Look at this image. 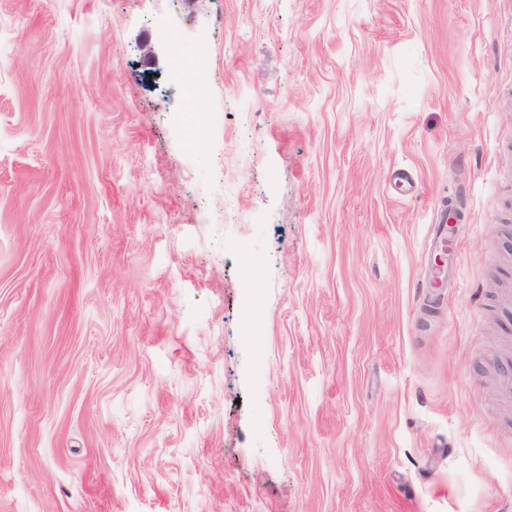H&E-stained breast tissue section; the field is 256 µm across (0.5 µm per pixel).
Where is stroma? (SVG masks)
Listing matches in <instances>:
<instances>
[{
  "mask_svg": "<svg viewBox=\"0 0 512 512\" xmlns=\"http://www.w3.org/2000/svg\"><path fill=\"white\" fill-rule=\"evenodd\" d=\"M508 99L512 0H0V512H512ZM450 223L461 224L448 221V214L440 216L432 224L430 247L433 248L434 253L445 255L456 251L457 234L460 233V228L457 229L458 233L456 235L448 236V226L446 224ZM497 393L503 403L512 407V346L505 348L500 355Z\"/></svg>",
  "mask_w": 512,
  "mask_h": 512,
  "instance_id": "stroma-1",
  "label": "stroma"
}]
</instances>
